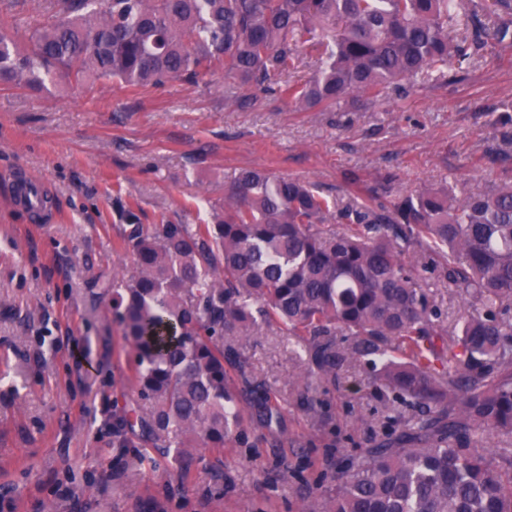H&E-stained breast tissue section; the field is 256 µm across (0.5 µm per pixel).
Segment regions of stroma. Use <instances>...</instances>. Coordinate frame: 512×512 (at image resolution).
I'll return each instance as SVG.
<instances>
[{"label":"stroma","mask_w":512,"mask_h":512,"mask_svg":"<svg viewBox=\"0 0 512 512\" xmlns=\"http://www.w3.org/2000/svg\"><path fill=\"white\" fill-rule=\"evenodd\" d=\"M46 93L0 87V512H299L330 488L345 456L405 414L368 384L367 358L316 385L308 414L296 342L270 327L243 343L251 384L279 418L248 420L219 479L178 489L175 471L101 481L112 467L114 401L131 369L105 283L130 262L116 243L128 206L140 223L197 224L244 168L317 185L337 204L382 202L448 184L456 196L512 183V47L489 45L464 80L349 112L299 110L261 90L224 101L222 72L137 93L55 77ZM45 184L43 214L9 201L16 174Z\"/></svg>","instance_id":"stroma-1"}]
</instances>
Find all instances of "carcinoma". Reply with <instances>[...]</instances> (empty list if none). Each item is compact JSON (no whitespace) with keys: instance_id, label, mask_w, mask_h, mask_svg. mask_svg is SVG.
<instances>
[{"instance_id":"1","label":"carcinoma","mask_w":512,"mask_h":512,"mask_svg":"<svg viewBox=\"0 0 512 512\" xmlns=\"http://www.w3.org/2000/svg\"><path fill=\"white\" fill-rule=\"evenodd\" d=\"M24 43L0 15V86L49 91L65 72L87 90L110 78L134 89L224 72V102L267 88L299 109L347 112L414 87H444L448 67L488 34L473 0H51ZM493 33L512 46V0H492ZM325 60L304 83L279 80L307 51ZM129 224L116 250L130 271L106 285L134 355L116 407L112 447L130 480L174 469L180 485L224 456L244 419L236 342L277 326L311 372L336 376L374 356L372 385L410 407L385 438L336 474L301 512H512V448L473 434L512 435V185L459 199L448 186L374 207L338 206L318 186L258 168L224 188L212 224ZM345 225L342 230L336 224ZM440 271L473 311L449 328L423 288ZM235 374H230V371Z\"/></svg>"}]
</instances>
